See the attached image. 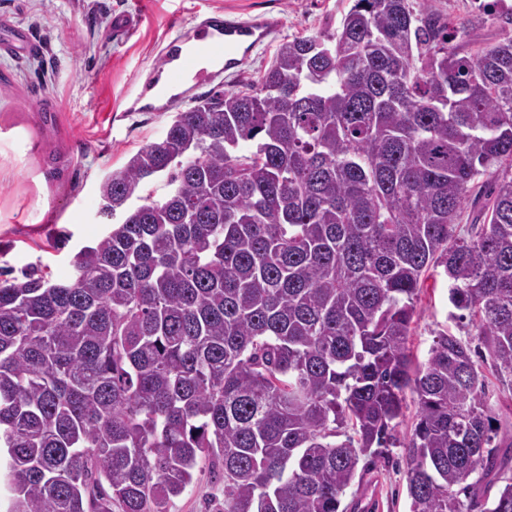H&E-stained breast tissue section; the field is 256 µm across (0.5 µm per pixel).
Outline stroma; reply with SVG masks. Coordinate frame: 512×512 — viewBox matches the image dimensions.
<instances>
[{
  "label": "stroma",
  "mask_w": 512,
  "mask_h": 512,
  "mask_svg": "<svg viewBox=\"0 0 512 512\" xmlns=\"http://www.w3.org/2000/svg\"><path fill=\"white\" fill-rule=\"evenodd\" d=\"M455 22L481 16L455 42H491L512 35V0H430ZM352 0H0V27L21 31L0 45V268L42 265L52 280L70 279L72 256L93 244L121 215L101 214L98 184L120 170L142 147L160 141L169 112H126L123 97L137 73L158 65L159 49L176 30L214 10L244 20L273 13L281 29L253 51L235 73L215 80L237 89L258 78L279 45L298 36L335 30ZM135 26L112 35L115 18ZM444 275L426 276L417 292L409 346L425 361L435 336L473 338L472 326L453 319ZM403 449L369 468L365 480L377 492L380 512H410ZM224 484L212 461L200 459L195 480L170 512H217Z\"/></svg>",
  "instance_id": "35a3bbf8"
}]
</instances>
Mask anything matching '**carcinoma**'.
<instances>
[{"instance_id": "carcinoma-1", "label": "carcinoma", "mask_w": 512, "mask_h": 512, "mask_svg": "<svg viewBox=\"0 0 512 512\" xmlns=\"http://www.w3.org/2000/svg\"><path fill=\"white\" fill-rule=\"evenodd\" d=\"M427 2L354 0L175 113L100 181L125 218L68 282L0 270L6 512H169L206 454L224 512H339L391 447L410 512H512L483 373L512 389V36L463 53ZM439 267L484 351L441 333L415 367Z\"/></svg>"}]
</instances>
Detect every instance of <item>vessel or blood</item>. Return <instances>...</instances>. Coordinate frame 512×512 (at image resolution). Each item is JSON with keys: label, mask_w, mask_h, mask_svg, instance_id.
I'll return each instance as SVG.
<instances>
[{"label": "vessel or blood", "mask_w": 512, "mask_h": 512, "mask_svg": "<svg viewBox=\"0 0 512 512\" xmlns=\"http://www.w3.org/2000/svg\"><path fill=\"white\" fill-rule=\"evenodd\" d=\"M281 26V18L273 15L232 20L220 11L208 14L169 38L161 66L144 73L127 93L128 111L165 112L190 101L201 85L239 68Z\"/></svg>", "instance_id": "b4317fda"}]
</instances>
